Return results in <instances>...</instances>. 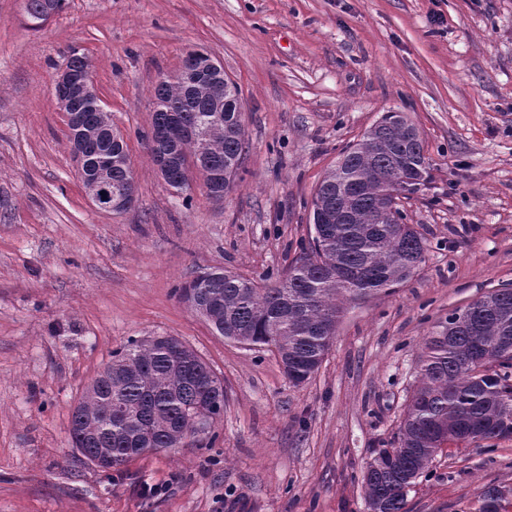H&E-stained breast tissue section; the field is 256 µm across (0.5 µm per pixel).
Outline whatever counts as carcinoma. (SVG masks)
<instances>
[{
  "mask_svg": "<svg viewBox=\"0 0 512 512\" xmlns=\"http://www.w3.org/2000/svg\"><path fill=\"white\" fill-rule=\"evenodd\" d=\"M65 0H25L33 21L61 11ZM153 127L176 117L193 133H212L201 151L188 137L180 147L205 176L229 191L245 152L238 100L225 93L158 83ZM82 147L89 166L109 165L114 186L130 180L120 158L124 137L110 134L89 103ZM429 178L422 142L401 112H387L346 149L312 195L311 213L332 210L337 222L310 236L278 282L260 286L227 271L202 269L177 289L180 300L220 335L268 348L288 381L299 385L321 367L348 303L365 301L403 284L425 259L426 240L405 223L387 191L403 194ZM171 188L190 190L185 170L165 176ZM418 384L393 439L363 475L368 508L407 512V495L443 448L512 437V288H497L448 315L426 340ZM224 416V384L208 364L174 336H148L112 352L86 388L70 420L73 447L104 472L120 471L148 452L177 447ZM511 489L489 484L476 512H507Z\"/></svg>",
  "mask_w": 512,
  "mask_h": 512,
  "instance_id": "1",
  "label": "carcinoma"
}]
</instances>
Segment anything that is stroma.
<instances>
[{
	"label": "stroma",
	"instance_id": "stroma-1",
	"mask_svg": "<svg viewBox=\"0 0 512 512\" xmlns=\"http://www.w3.org/2000/svg\"><path fill=\"white\" fill-rule=\"evenodd\" d=\"M0 0V512H369L363 474L395 433L448 314L512 287V0H66L42 25ZM208 51L237 84L247 151L232 189L189 195L147 147L160 75ZM86 57L126 136L134 206H92L55 78ZM404 113L430 163L404 200L425 261L347 305L330 351L293 385L278 357L216 333L176 287L201 269L281 278L341 151ZM174 336L224 383V416L105 477L71 414L132 339ZM166 484L145 497L144 484ZM512 488V438L444 448L409 512H474ZM511 494L512 490L503 486L495 484L484 486L478 496L479 506L476 512H507L503 502H506Z\"/></svg>",
	"mask_w": 512,
	"mask_h": 512
}]
</instances>
